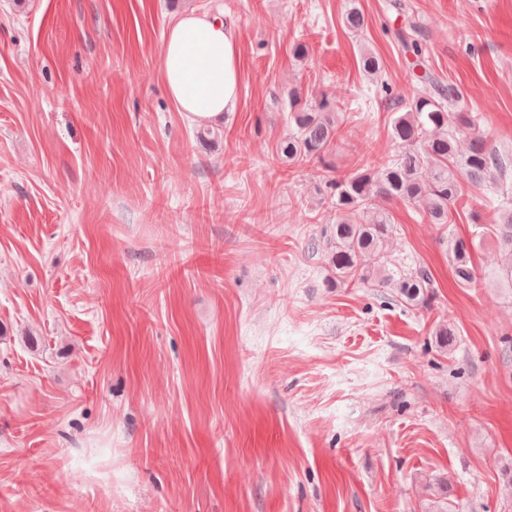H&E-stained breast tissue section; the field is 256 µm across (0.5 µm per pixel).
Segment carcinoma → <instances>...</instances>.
Returning a JSON list of instances; mask_svg holds the SVG:
<instances>
[{
  "label": "carcinoma",
  "instance_id": "obj_1",
  "mask_svg": "<svg viewBox=\"0 0 512 512\" xmlns=\"http://www.w3.org/2000/svg\"><path fill=\"white\" fill-rule=\"evenodd\" d=\"M458 97L451 85L437 88L432 96L413 97L407 111L391 123V136L401 148L398 158L377 170L366 168L346 179L326 181L325 199L336 209V223L327 225L323 237L336 280L362 282L380 273L382 284L395 288L402 303H429L433 281L425 269H387L384 245L392 222L387 211L374 207V201L419 204L431 223L446 224L460 193L459 174L476 185L495 181L506 162L483 137L472 136L467 151L459 152L457 135L475 129L477 121L472 112L448 110V103ZM289 106L291 130L279 143L278 154L290 162L317 159L326 163L338 136V107L324 97L314 106L299 108L294 93L289 94ZM491 232L507 255L500 279L512 288V209H504ZM452 253L458 280L470 282L473 273L465 242L456 241Z\"/></svg>",
  "mask_w": 512,
  "mask_h": 512
}]
</instances>
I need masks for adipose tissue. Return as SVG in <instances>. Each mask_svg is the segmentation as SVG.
<instances>
[{
  "label": "adipose tissue",
  "mask_w": 512,
  "mask_h": 512,
  "mask_svg": "<svg viewBox=\"0 0 512 512\" xmlns=\"http://www.w3.org/2000/svg\"><path fill=\"white\" fill-rule=\"evenodd\" d=\"M161 73L184 119L196 124L223 119L235 111L240 91L232 28L206 14L178 17L164 38Z\"/></svg>",
  "instance_id": "1"
}]
</instances>
